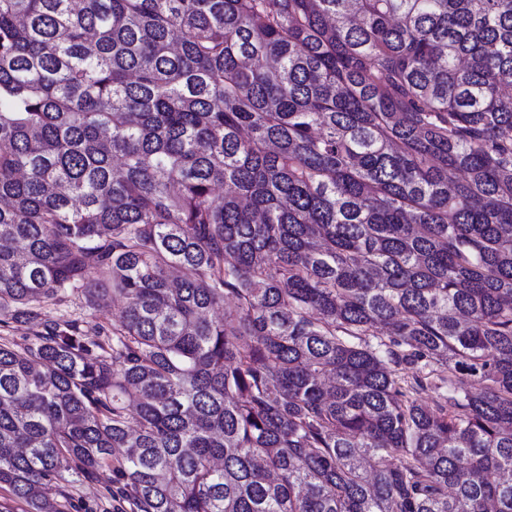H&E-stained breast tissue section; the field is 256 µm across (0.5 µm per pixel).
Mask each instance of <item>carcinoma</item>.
<instances>
[{"instance_id":"cac0c4a2","label":"carcinoma","mask_w":512,"mask_h":512,"mask_svg":"<svg viewBox=\"0 0 512 512\" xmlns=\"http://www.w3.org/2000/svg\"><path fill=\"white\" fill-rule=\"evenodd\" d=\"M511 84L512 0H0V327L118 307L0 342V512H512ZM117 313L118 308L113 307L112 298L101 300L92 308L85 303L84 299L75 296L65 305L47 307L41 316L42 321L22 320L13 322L9 335L17 341L33 338L42 329L40 322H43L45 319L57 320L66 317L82 318L84 321L89 322V325L100 323L108 328ZM107 483L99 479H86L73 485L57 484L51 482L47 492L49 497L59 498V493L64 490L70 495L73 508L70 512H114L115 501L107 489ZM113 506V508H112Z\"/></svg>"}]
</instances>
